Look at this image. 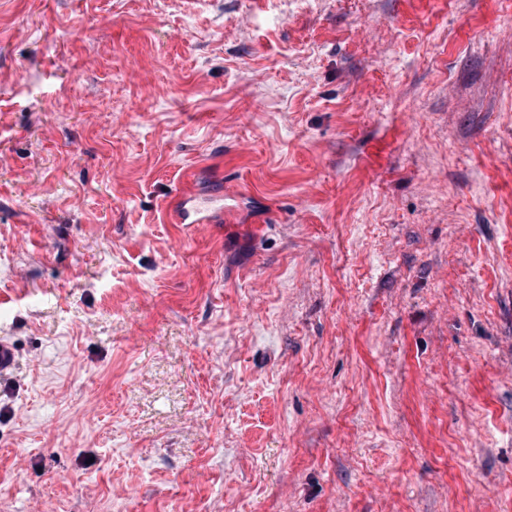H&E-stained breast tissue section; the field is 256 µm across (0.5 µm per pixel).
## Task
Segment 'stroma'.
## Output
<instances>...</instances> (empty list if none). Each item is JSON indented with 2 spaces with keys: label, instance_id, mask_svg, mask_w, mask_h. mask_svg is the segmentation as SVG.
<instances>
[{
  "label": "stroma",
  "instance_id": "1",
  "mask_svg": "<svg viewBox=\"0 0 512 512\" xmlns=\"http://www.w3.org/2000/svg\"><path fill=\"white\" fill-rule=\"evenodd\" d=\"M0 338V512H512V0H0ZM222 192L206 194L189 187L171 202L167 215L173 224H220L224 221V205H218Z\"/></svg>",
  "mask_w": 512,
  "mask_h": 512
}]
</instances>
